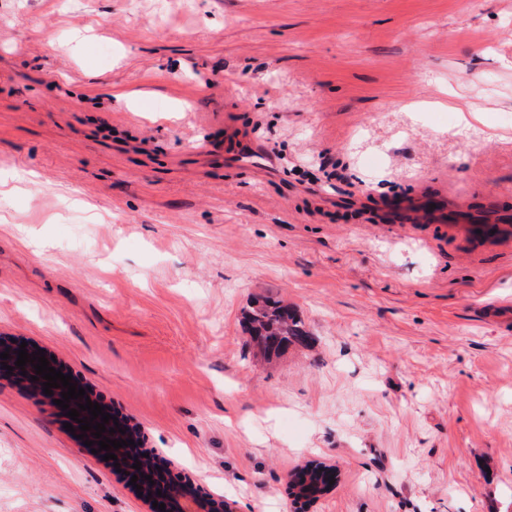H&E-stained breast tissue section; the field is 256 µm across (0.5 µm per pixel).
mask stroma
I'll return each instance as SVG.
<instances>
[{"label":"stroma","instance_id":"35a3bbf8","mask_svg":"<svg viewBox=\"0 0 512 512\" xmlns=\"http://www.w3.org/2000/svg\"><path fill=\"white\" fill-rule=\"evenodd\" d=\"M452 213L512 224V0H0V337L236 512H512V234ZM67 421L0 374V512H152ZM249 343L267 358L290 345L307 347L310 336L295 312L279 301L255 304L245 316ZM323 464L317 461H308L291 475L289 481L290 494L296 502L312 504L330 492L323 471Z\"/></svg>","mask_w":512,"mask_h":512}]
</instances>
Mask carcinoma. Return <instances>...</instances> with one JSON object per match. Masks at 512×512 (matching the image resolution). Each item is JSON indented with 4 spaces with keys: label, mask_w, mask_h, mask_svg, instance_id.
I'll list each match as a JSON object with an SVG mask.
<instances>
[{
    "label": "carcinoma",
    "mask_w": 512,
    "mask_h": 512,
    "mask_svg": "<svg viewBox=\"0 0 512 512\" xmlns=\"http://www.w3.org/2000/svg\"><path fill=\"white\" fill-rule=\"evenodd\" d=\"M249 343L267 358L277 356L290 345L306 347L310 336L295 312L279 301H264L245 316ZM290 494L295 501L312 504L330 492L323 464L308 461L291 475Z\"/></svg>",
    "instance_id": "1"
}]
</instances>
